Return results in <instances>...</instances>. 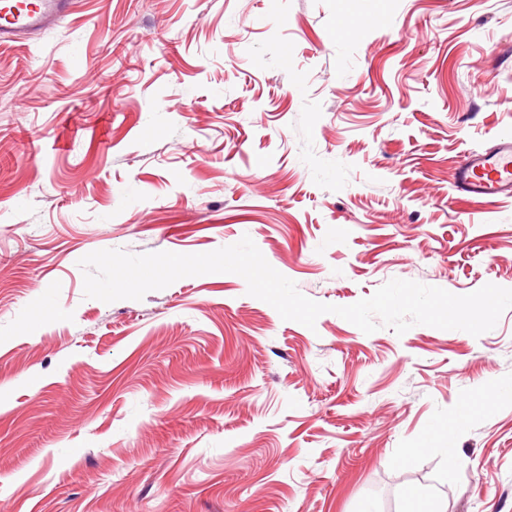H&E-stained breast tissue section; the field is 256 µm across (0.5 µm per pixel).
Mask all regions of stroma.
<instances>
[{
	"mask_svg": "<svg viewBox=\"0 0 512 512\" xmlns=\"http://www.w3.org/2000/svg\"><path fill=\"white\" fill-rule=\"evenodd\" d=\"M512 0H73L0 47V512H512V309L282 320L233 273L84 295L104 249L250 236L315 301L512 289ZM454 187L476 199L512 197V137H502L489 152L465 155Z\"/></svg>",
	"mask_w": 512,
	"mask_h": 512,
	"instance_id": "35a3bbf8",
	"label": "stroma"
}]
</instances>
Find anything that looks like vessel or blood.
<instances>
[{
  "label": "vessel or blood",
  "mask_w": 512,
  "mask_h": 512,
  "mask_svg": "<svg viewBox=\"0 0 512 512\" xmlns=\"http://www.w3.org/2000/svg\"><path fill=\"white\" fill-rule=\"evenodd\" d=\"M71 7L72 0H0V47L25 40ZM454 187L476 199L512 197V137L501 138L489 152L465 155Z\"/></svg>",
  "instance_id": "vessel-or-blood-1"
}]
</instances>
